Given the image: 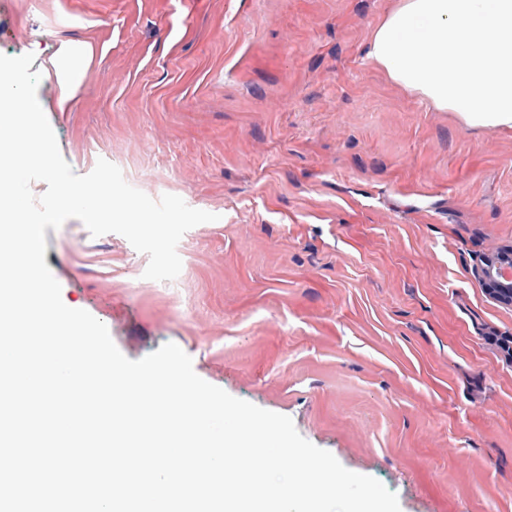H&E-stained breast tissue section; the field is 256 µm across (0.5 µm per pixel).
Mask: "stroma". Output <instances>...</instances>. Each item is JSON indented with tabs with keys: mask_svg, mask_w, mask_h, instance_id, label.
<instances>
[{
	"mask_svg": "<svg viewBox=\"0 0 512 512\" xmlns=\"http://www.w3.org/2000/svg\"><path fill=\"white\" fill-rule=\"evenodd\" d=\"M395 0H0V54L94 48L73 108L37 95L75 174L98 159L217 214L171 282L121 235L46 229L63 302L138 360L292 418L401 512H512V133L464 128L366 57ZM512 271V248L484 262L475 269V278L478 283L492 292L493 297L504 304H512V276L504 277V270ZM492 287V288H490Z\"/></svg>",
	"mask_w": 512,
	"mask_h": 512,
	"instance_id": "obj_1",
	"label": "stroma"
}]
</instances>
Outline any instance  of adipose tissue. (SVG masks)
I'll return each mask as SVG.
<instances>
[{
	"instance_id": "ef3b65f1",
	"label": "adipose tissue",
	"mask_w": 512,
	"mask_h": 512,
	"mask_svg": "<svg viewBox=\"0 0 512 512\" xmlns=\"http://www.w3.org/2000/svg\"><path fill=\"white\" fill-rule=\"evenodd\" d=\"M512 0H398L376 26L367 57L404 90L456 113L469 128L512 130ZM93 56L61 42L43 70L59 110L71 108Z\"/></svg>"
}]
</instances>
